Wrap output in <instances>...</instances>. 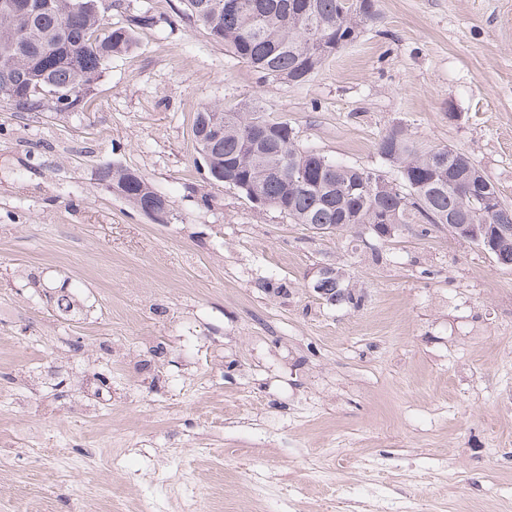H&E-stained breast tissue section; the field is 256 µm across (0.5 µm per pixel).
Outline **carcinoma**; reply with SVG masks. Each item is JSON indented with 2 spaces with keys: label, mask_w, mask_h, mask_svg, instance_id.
<instances>
[{
  "label": "carcinoma",
  "mask_w": 512,
  "mask_h": 512,
  "mask_svg": "<svg viewBox=\"0 0 512 512\" xmlns=\"http://www.w3.org/2000/svg\"><path fill=\"white\" fill-rule=\"evenodd\" d=\"M28 11L0 12V96L16 112H43L41 91L77 89L83 102L112 57L130 51L135 29L153 17L114 26L103 0H27ZM188 15L241 62L272 79L306 83L348 38L377 18L376 0H185ZM193 135L207 171H227L232 188L254 190L295 224H352L368 230L414 218L428 227L510 224L512 207L494 184L466 189V154L448 146L421 150L392 129L377 151L397 177L303 150L288 123L266 116L259 99L237 107L203 106ZM124 197L138 208L163 211L169 200L144 177L128 181Z\"/></svg>",
  "instance_id": "cac0c4a2"
}]
</instances>
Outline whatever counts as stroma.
I'll return each mask as SVG.
<instances>
[{
    "label": "stroma",
    "mask_w": 512,
    "mask_h": 512,
    "mask_svg": "<svg viewBox=\"0 0 512 512\" xmlns=\"http://www.w3.org/2000/svg\"><path fill=\"white\" fill-rule=\"evenodd\" d=\"M377 8L296 85L183 0H112L113 24L154 23L90 107L0 101V512H512V267L415 221L316 236L196 152L198 108L257 98L301 148L391 179L392 128L459 149L512 204V0ZM112 166L168 223L99 180ZM325 263L360 307L314 292ZM122 191L124 197L138 208L158 211L170 209L169 200L157 193L141 175L139 178L128 181Z\"/></svg>",
    "instance_id": "35a3bbf8"
}]
</instances>
